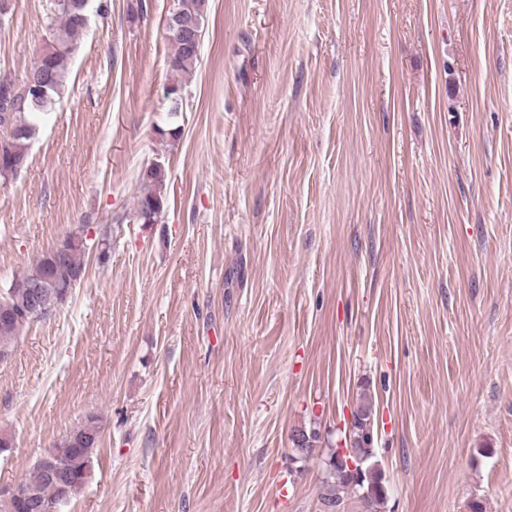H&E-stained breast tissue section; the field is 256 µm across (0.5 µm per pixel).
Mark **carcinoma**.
Masks as SVG:
<instances>
[{
  "label": "carcinoma",
  "mask_w": 512,
  "mask_h": 512,
  "mask_svg": "<svg viewBox=\"0 0 512 512\" xmlns=\"http://www.w3.org/2000/svg\"><path fill=\"white\" fill-rule=\"evenodd\" d=\"M88 0H48L47 11L52 26L51 40L42 50L24 79L16 84L0 81V128L9 130V136L0 138V178L8 177L13 158L28 159V142L35 136L41 115L48 111L55 98L65 90L68 61L77 49V39L88 22ZM206 0H175L167 20L177 16L187 22L204 23ZM172 53L168 57V69L174 76L187 74L195 69L200 51L193 40L172 38ZM142 183L147 185L138 197L135 218L143 224H154L161 218L167 198L164 195L167 173L157 164L141 172ZM84 227L71 232L56 246L63 256L60 264L52 261L53 251L42 254L34 267L21 278L14 280L4 292H0V306L20 304L28 292V286L45 277L53 283L57 292L68 286L72 273H86L84 254L86 242ZM30 321L23 320L10 328L0 327V351L10 349L14 340ZM102 435L101 425L95 417L79 426L54 448L59 463L67 473L66 480L54 483L45 477L40 465H35L23 484L36 494V499L46 504L45 512H58V508L73 498L90 476V463ZM352 443L361 468L352 472L345 461L332 451L325 459L321 480L320 512H344L346 498L354 492L361 496L365 512H381L388 496V488L382 471L371 462L373 458L372 402L364 398L358 405L354 418Z\"/></svg>",
  "instance_id": "carcinoma-1"
}]
</instances>
